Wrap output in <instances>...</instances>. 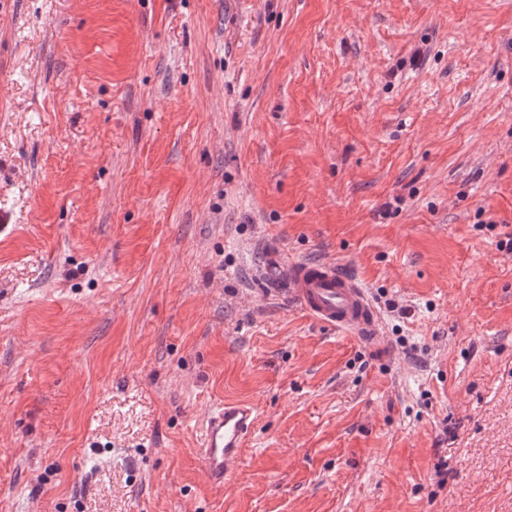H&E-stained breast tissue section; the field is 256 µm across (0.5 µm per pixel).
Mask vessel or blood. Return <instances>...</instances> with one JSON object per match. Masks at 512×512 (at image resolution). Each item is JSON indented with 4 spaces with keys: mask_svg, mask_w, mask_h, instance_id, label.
<instances>
[{
    "mask_svg": "<svg viewBox=\"0 0 512 512\" xmlns=\"http://www.w3.org/2000/svg\"><path fill=\"white\" fill-rule=\"evenodd\" d=\"M288 279L289 293L313 319L382 347L380 321L366 289L345 275L336 262L323 259L291 264ZM256 419L255 407L240 402H227L207 413L200 462L212 482L223 483L232 473Z\"/></svg>",
    "mask_w": 512,
    "mask_h": 512,
    "instance_id": "vessel-or-blood-1",
    "label": "vessel or blood"
}]
</instances>
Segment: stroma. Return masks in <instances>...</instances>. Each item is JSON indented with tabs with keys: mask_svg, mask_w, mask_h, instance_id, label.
I'll use <instances>...</instances> for the list:
<instances>
[{
	"mask_svg": "<svg viewBox=\"0 0 512 512\" xmlns=\"http://www.w3.org/2000/svg\"><path fill=\"white\" fill-rule=\"evenodd\" d=\"M511 234L512 0H6L0 512H512ZM288 279L289 293L313 319L382 347L380 321L366 288L345 275L335 261L293 263ZM256 419L255 407L240 402H224L207 413L200 462L212 482L224 484L232 473Z\"/></svg>",
	"mask_w": 512,
	"mask_h": 512,
	"instance_id": "35a3bbf8",
	"label": "stroma"
}]
</instances>
